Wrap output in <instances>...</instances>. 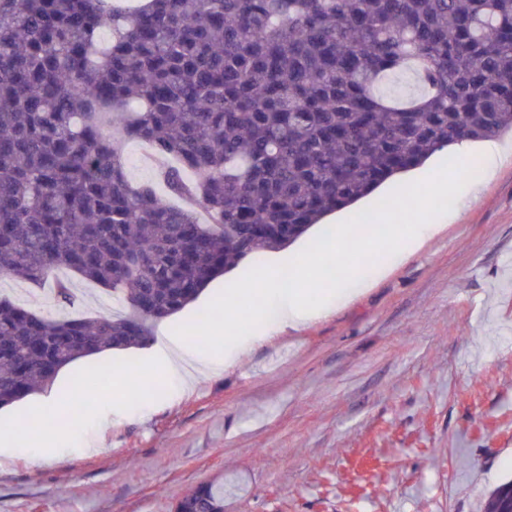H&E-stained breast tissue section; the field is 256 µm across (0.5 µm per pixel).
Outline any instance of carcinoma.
I'll list each match as a JSON object with an SVG mask.
<instances>
[{"label": "carcinoma", "mask_w": 512, "mask_h": 512, "mask_svg": "<svg viewBox=\"0 0 512 512\" xmlns=\"http://www.w3.org/2000/svg\"><path fill=\"white\" fill-rule=\"evenodd\" d=\"M505 132L512 0H0V276L65 268L127 306L46 316L1 296L0 408L81 358L149 345L241 260ZM126 141L163 161L183 206L130 180ZM55 300L78 304L70 282ZM511 508L510 479L485 512ZM175 512H224V486Z\"/></svg>", "instance_id": "1"}]
</instances>
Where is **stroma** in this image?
<instances>
[{
  "label": "stroma",
  "mask_w": 512,
  "mask_h": 512,
  "mask_svg": "<svg viewBox=\"0 0 512 512\" xmlns=\"http://www.w3.org/2000/svg\"><path fill=\"white\" fill-rule=\"evenodd\" d=\"M457 186L420 246L328 241L335 281L306 299L327 310L283 330L260 309L209 347L205 374L168 380L146 348L66 368L0 443V512H174L206 482L224 512H484L512 478V161ZM73 285L78 314L123 312ZM100 365L102 395L78 396Z\"/></svg>",
  "instance_id": "1"
}]
</instances>
